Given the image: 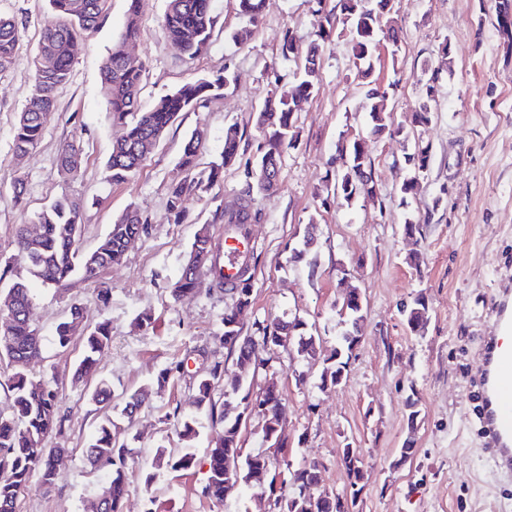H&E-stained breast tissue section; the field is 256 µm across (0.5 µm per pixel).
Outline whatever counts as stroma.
Instances as JSON below:
<instances>
[{
  "label": "stroma",
  "instance_id": "obj_1",
  "mask_svg": "<svg viewBox=\"0 0 512 512\" xmlns=\"http://www.w3.org/2000/svg\"><path fill=\"white\" fill-rule=\"evenodd\" d=\"M336 3L266 0L252 36L236 41L233 33L248 25L237 0H213L218 23L212 44L190 60L162 35L166 0H140L141 38L129 53L144 66L143 108L187 82L227 69L232 79L221 96L181 113L142 167L125 183L112 184L105 178V163L120 129L105 112L101 65L124 27L128 0H110L105 18L85 33L41 141L21 162L13 156L14 124L29 98L35 49L51 14L48 0H0V15L14 19L21 31L16 62L0 74V263L14 255L20 227L31 225L43 206L62 195L82 204L79 248L84 252L97 247L128 207H138L148 218L147 232L129 245L122 263L97 278H77L60 288L30 283L43 338L42 358L30 371L56 381L66 426L50 440L61 451L55 486L47 492L32 486L17 512H90L105 477L86 458L99 407L90 399L91 386L72 381L83 341L74 338L65 350L54 341L55 327L72 304L112 329L99 376L110 385L113 405H122L132 391L148 393L125 436L138 466L150 465L157 446L181 447L175 412L191 410L196 383L208 377L211 365L221 363L225 379L233 378L235 359L221 339L230 292L207 277L196 293L180 298L171 288L201 225H209L216 250H223L222 215L239 202L243 172L226 169L223 180L187 201L179 223L168 210V190L191 176L179 156L194 130L205 132L197 171L220 163L224 131L231 125L248 154L256 153L264 142L255 123L257 110L277 85L291 86L301 77L296 64L280 56L284 33L292 32L299 49L307 50L318 9ZM494 5V0H395L400 41L380 44L372 79L388 90L393 117L409 134L367 140L374 198L348 202L326 192L336 172L340 137L368 130L366 87L342 40L320 53L319 88L298 107V141L284 152L278 191L253 194L252 207L262 218L249 227L256 243L249 255L254 304L243 318L244 335H254L257 322L297 315L328 352L339 333L341 281L364 296L362 340L340 385L321 388L322 362L299 356L292 346L271 353L254 381L258 390L277 382L288 407V454L276 470L318 462L325 489L340 494L349 483L342 450L348 445L361 450L359 512H512V479L493 471L480 444L471 382L480 338L492 328L494 291L512 286V53L505 51L494 24ZM445 43L451 46L447 58L440 52ZM433 73L439 81L432 121L412 126V112ZM68 142L81 153V169L73 177L57 167V155ZM418 142L431 147L430 167L416 194L405 200L399 186L410 176L406 158ZM18 178L27 188L22 206L11 197ZM408 222L421 225L419 244L404 237L401 227ZM310 227L317 242L307 250L302 242ZM415 246L424 257L418 268L407 262ZM299 250L304 256L298 260ZM104 286L111 290L105 305L97 299ZM419 296L427 301L428 320L416 334L401 309ZM145 313L154 320L152 329L138 324ZM182 359L188 362L186 372L158 385L159 372ZM300 374L306 383L297 382ZM412 390L420 401L413 430L406 408ZM222 429L200 416L196 466L160 475L149 491L140 476H132L124 512H264L263 503L251 496L234 494L220 503L202 496L203 458ZM409 438L414 441L411 459L394 467Z\"/></svg>",
  "mask_w": 512,
  "mask_h": 512
}]
</instances>
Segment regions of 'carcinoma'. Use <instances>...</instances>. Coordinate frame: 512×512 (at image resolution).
I'll return each mask as SVG.
<instances>
[{"label":"carcinoma","mask_w":512,"mask_h":512,"mask_svg":"<svg viewBox=\"0 0 512 512\" xmlns=\"http://www.w3.org/2000/svg\"><path fill=\"white\" fill-rule=\"evenodd\" d=\"M52 19L44 28L33 58L35 78L30 97L19 113L13 131V151L22 159L37 148L44 128L46 113L54 110L56 93L67 83L71 66L80 47L82 32L95 26L108 7V0H49ZM340 14L329 13L320 18L316 40L310 44L303 78L291 89L270 96L256 116L257 127L264 132L263 149L253 157H245L241 136L230 127L224 133L223 161L210 169L207 180H184L171 185L168 209L175 221L185 213L189 196L202 189L203 183L212 184L221 176L223 167L243 164L245 184L240 191V203L232 211L224 212V224L232 234H246L248 225L260 220V214L251 209L253 188L270 192L278 182L264 179L267 172L280 177L285 148L297 139L296 118L298 103L314 94L320 82V43L331 36L344 37L351 44L354 65L362 79L371 76L372 59L381 40L397 44L398 32L384 18L393 12L391 0H339ZM264 0H238L239 14L256 24L263 12ZM495 13L499 31L512 44V0H496ZM216 17L212 0H167L162 31L180 55L194 59L205 53L212 43ZM141 37L138 19V0H130L124 29L118 41L102 64V93L106 112L112 124L121 128V134L112 144L105 169L112 183H123L145 158L143 147L156 145L180 113L195 109L211 98L221 95L230 81L229 67L224 76L213 80L199 79L185 83L161 96L153 107L139 110L143 79L142 66L129 62L128 44ZM20 29L11 18L0 16V73L13 67L16 60ZM437 93L436 78L425 84L414 112L415 122L426 125L431 121V102ZM370 106V133L402 135L405 129L394 122L387 109L386 92L377 88L367 91ZM204 131L196 130L182 145L180 165L188 170L195 167ZM365 139L357 134L348 146L351 156L348 164L336 169L334 186L349 201L358 196H373L374 181L367 170ZM431 154L427 147L415 145L406 159L413 176L400 186L401 201H406L416 187L420 176L430 167ZM61 171L72 174L80 166L79 151L72 144L62 146L57 157ZM80 202L61 197L51 202L36 217L40 231L36 235L23 228L17 236V254L12 261L23 263L29 277L46 286L61 285L80 274L89 280L99 270L117 264L125 253L124 244L147 229V217L136 207L125 210L111 224L108 234L89 253L79 250L77 241L81 221ZM207 274L216 285L224 286V269L214 255L213 238L209 225L203 224L195 234L180 278L173 294L181 296L194 291L199 277ZM229 291L241 308L253 303V284L250 268L240 271ZM428 305L425 298H415L406 311L410 331H423ZM336 315L345 330L338 337V346L331 356L332 364L321 373V383L334 386L346 370L353 347L360 342L363 310L348 302H341ZM224 344L235 356L240 374L224 389L222 409H217L213 394L215 380L223 368L214 364L211 375L198 381L193 406L195 411L180 418L182 448L156 449L151 469L144 473V488L150 490L160 471H186L196 463L191 442L198 434V416L205 413L224 425V433L208 449V472L201 493L211 499L226 498L224 488L249 486L255 472L266 470L268 455L257 452L241 453L240 419L245 412L261 426L263 440L275 451L287 444L285 436L286 409L279 388L270 382L261 392L253 391L252 348L238 340L239 330L227 316L222 319ZM305 322L295 316L291 319L264 320L256 328L257 338L270 350L282 347V337L290 334L300 356L314 360L318 355L317 338L304 328ZM82 335L83 356L75 378L84 379L99 363L102 353L112 343L107 323L88 322L84 309L71 305L68 317L55 329L59 347L66 348L76 334ZM42 338L34 326V302L27 280L13 273V266L5 264L0 270V369L6 368L7 379L0 382L10 400L11 413H0V512H17V502L31 485V477L38 475L39 487L51 489L57 480L55 456L60 449L48 445L52 436L62 433L66 418L60 414L56 402L55 381L31 378L27 369L41 357ZM125 429L105 415L96 429L94 443L86 456L93 466L110 468L109 480L100 486L98 497L103 499L100 512H123L128 485L131 449L124 440ZM342 462L349 478V494L344 496L345 512H356L363 490L362 462L350 456V449H342ZM288 497L280 498L277 512H336V495L323 489L320 465L304 461L289 471Z\"/></svg>","instance_id":"carcinoma-1"}]
</instances>
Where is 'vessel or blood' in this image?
<instances>
[{"label": "vessel or blood", "mask_w": 512, "mask_h": 512, "mask_svg": "<svg viewBox=\"0 0 512 512\" xmlns=\"http://www.w3.org/2000/svg\"><path fill=\"white\" fill-rule=\"evenodd\" d=\"M249 241L224 242V273L234 279ZM493 334L481 337L474 384L482 446L494 471L512 478V289H496L490 306Z\"/></svg>", "instance_id": "obj_1"}]
</instances>
